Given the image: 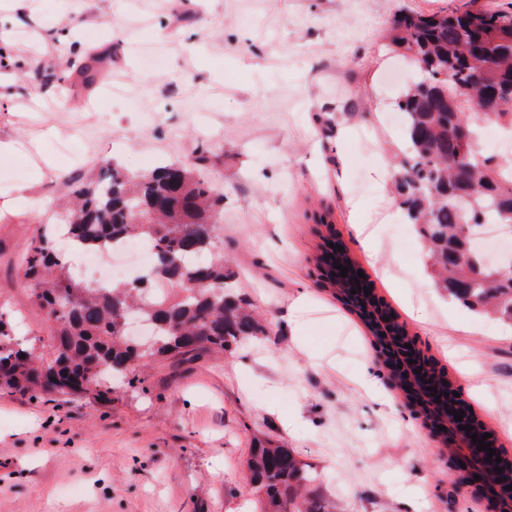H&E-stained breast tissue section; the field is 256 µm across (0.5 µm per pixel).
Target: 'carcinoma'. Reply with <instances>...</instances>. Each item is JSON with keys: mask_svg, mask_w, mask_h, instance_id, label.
Segmentation results:
<instances>
[{"mask_svg": "<svg viewBox=\"0 0 512 512\" xmlns=\"http://www.w3.org/2000/svg\"><path fill=\"white\" fill-rule=\"evenodd\" d=\"M396 45L428 71L397 101L405 116L407 155L392 182L399 204L422 238L429 275L436 288L469 310L489 314L512 326V273L483 265L467 247L464 230L500 224L512 211V161L465 143L463 128L479 137L474 116L478 100L512 86V14L499 12L401 15L395 22ZM490 122L512 134V103L494 112ZM75 201L56 222L33 238L21 260L31 298L48 323L49 355L13 337V311L0 302V387L36 395H84L105 399L110 381L159 356L222 354L244 339L268 335L267 325L235 297L224 274V257L193 258L214 248L213 220L220 188L184 164L163 163L151 170L124 173L110 159L96 179L67 182ZM319 267H331L336 255L353 264L348 251L336 252L332 223ZM64 225L75 246L100 251L127 237H139L155 249L148 280L168 282L174 291L152 301L144 288L127 283L96 288L76 279L65 256L54 248L55 229ZM137 308L154 334L139 341L125 334L121 319ZM377 343L408 336L406 324L371 296L354 305ZM440 402L430 409L438 424L448 415V400L461 388L447 373L427 366ZM498 474L512 500V456L501 451ZM247 479L261 498V512H330L314 479L291 448L273 441L257 444L247 461Z\"/></svg>", "mask_w": 512, "mask_h": 512, "instance_id": "cac0c4a2", "label": "carcinoma"}]
</instances>
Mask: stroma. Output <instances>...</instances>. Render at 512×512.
<instances>
[{"mask_svg":"<svg viewBox=\"0 0 512 512\" xmlns=\"http://www.w3.org/2000/svg\"><path fill=\"white\" fill-rule=\"evenodd\" d=\"M512 12V0H12L0 9V301L19 338L48 336L18 270L100 157L138 171L200 169L235 292L269 334L223 358L169 356L107 400L0 390V512H258L256 442L293 448L334 512H489L448 491L442 447L381 379L372 338L320 277L318 219L427 358L512 454V329L442 297L392 191L403 129L386 118L415 64L391 35L404 13ZM111 95L77 93L91 49ZM54 74L43 82L45 74ZM26 191L27 204L4 208ZM425 307L427 323L413 310ZM477 375L480 389L468 377Z\"/></svg>","mask_w":512,"mask_h":512,"instance_id":"1","label":"stroma"}]
</instances>
